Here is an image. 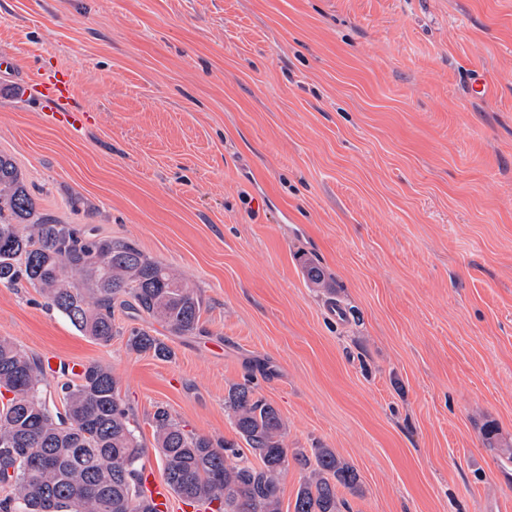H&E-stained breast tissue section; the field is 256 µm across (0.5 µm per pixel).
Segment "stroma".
<instances>
[{"instance_id":"35a3bbf8","label":"stroma","mask_w":512,"mask_h":512,"mask_svg":"<svg viewBox=\"0 0 512 512\" xmlns=\"http://www.w3.org/2000/svg\"><path fill=\"white\" fill-rule=\"evenodd\" d=\"M1 51L37 214L136 243L205 310L161 360L127 347L149 319L102 346L0 285V338L109 366L155 474L156 406L232 440L248 382L289 449L356 469L349 512H512V0H0ZM32 90L41 96V100L49 106H65L71 95V86L67 80L55 76L38 75L35 82L30 84Z\"/></svg>"}]
</instances>
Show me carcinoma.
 Returning a JSON list of instances; mask_svg holds the SVG:
<instances>
[{"instance_id":"1","label":"carcinoma","mask_w":512,"mask_h":512,"mask_svg":"<svg viewBox=\"0 0 512 512\" xmlns=\"http://www.w3.org/2000/svg\"><path fill=\"white\" fill-rule=\"evenodd\" d=\"M26 282L83 336L108 345L115 311L149 318L177 335L201 330V296L171 267L128 240L36 215L20 171L0 156V284ZM129 350L172 357L149 331ZM37 356L0 338V512H158L143 485L140 425L119 396V381L98 362L60 371L44 388ZM239 438L215 441L189 432L157 407L151 426L165 481L184 501L209 512H281V479L290 463L308 471L294 512H343L337 487L357 489L358 475L330 448L288 454L279 411L250 386L229 390Z\"/></svg>"}]
</instances>
